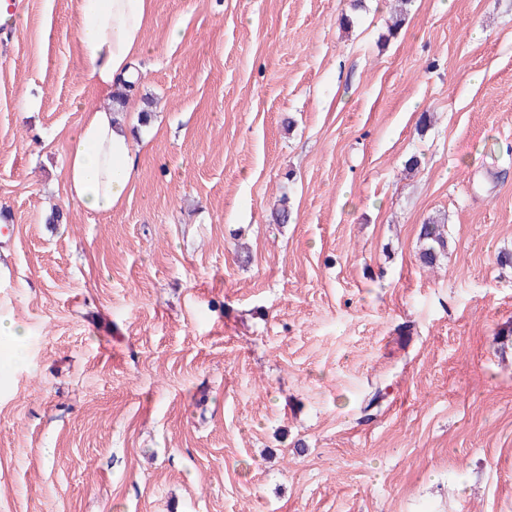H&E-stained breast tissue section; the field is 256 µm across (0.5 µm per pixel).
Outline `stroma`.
<instances>
[{
  "mask_svg": "<svg viewBox=\"0 0 512 512\" xmlns=\"http://www.w3.org/2000/svg\"><path fill=\"white\" fill-rule=\"evenodd\" d=\"M392 7L154 0L105 216L64 194L79 0H30L0 39L28 327L22 361L0 338V512H512V0H414L394 35ZM444 218H428L421 224L419 239L423 246L419 259L425 267H433L441 257L447 255L448 240L445 236Z\"/></svg>",
  "mask_w": 512,
  "mask_h": 512,
  "instance_id": "obj_1",
  "label": "stroma"
}]
</instances>
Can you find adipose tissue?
<instances>
[{"instance_id":"ef3b65f1","label":"adipose tissue","mask_w":512,"mask_h":512,"mask_svg":"<svg viewBox=\"0 0 512 512\" xmlns=\"http://www.w3.org/2000/svg\"><path fill=\"white\" fill-rule=\"evenodd\" d=\"M152 6L153 0L79 2V48L97 96L80 105L83 119L70 137L64 168L67 197L91 213L111 214L138 169L131 131L105 102L120 93L128 111L139 108L133 62L146 52Z\"/></svg>"}]
</instances>
